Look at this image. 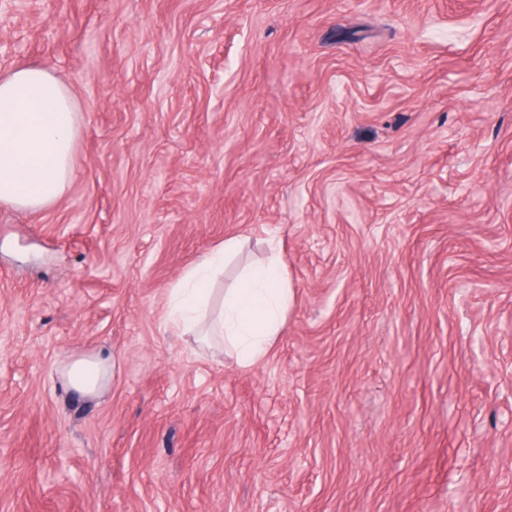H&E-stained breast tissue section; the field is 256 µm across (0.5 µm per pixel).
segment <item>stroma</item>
Returning <instances> with one entry per match:
<instances>
[{
	"label": "stroma",
	"instance_id": "stroma-1",
	"mask_svg": "<svg viewBox=\"0 0 512 512\" xmlns=\"http://www.w3.org/2000/svg\"><path fill=\"white\" fill-rule=\"evenodd\" d=\"M80 107L0 205V512H512V0H0ZM276 240L259 364L165 325ZM112 353L104 392L60 367Z\"/></svg>",
	"mask_w": 512,
	"mask_h": 512
}]
</instances>
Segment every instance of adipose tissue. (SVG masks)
Wrapping results in <instances>:
<instances>
[{"mask_svg":"<svg viewBox=\"0 0 512 512\" xmlns=\"http://www.w3.org/2000/svg\"><path fill=\"white\" fill-rule=\"evenodd\" d=\"M78 104L55 73L20 65L0 77V203L40 209L56 201L73 178L71 155ZM230 238L189 267L171 290L168 326L224 341L243 366L262 361L279 336L292 302L288 277L277 257L247 268L224 294L218 315L209 312L211 285L235 254ZM113 356L98 351L67 362L66 386L94 396L112 378Z\"/></svg>","mask_w":512,"mask_h":512,"instance_id":"obj_1","label":"adipose tissue"}]
</instances>
